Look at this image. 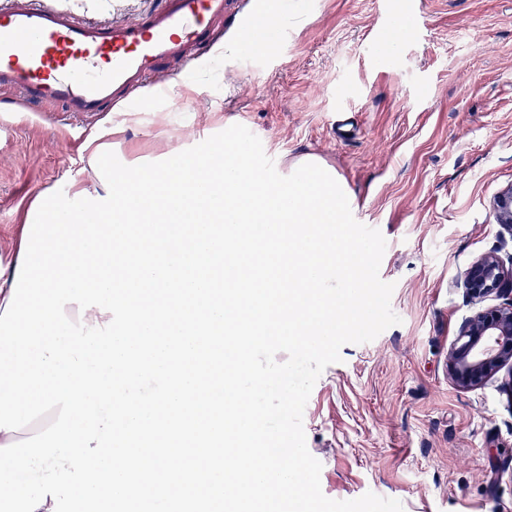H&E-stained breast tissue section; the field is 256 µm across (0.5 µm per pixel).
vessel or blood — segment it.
<instances>
[{"label": "vessel or blood", "mask_w": 512, "mask_h": 512, "mask_svg": "<svg viewBox=\"0 0 512 512\" xmlns=\"http://www.w3.org/2000/svg\"><path fill=\"white\" fill-rule=\"evenodd\" d=\"M228 0H161L146 16L88 21L46 5L11 0L0 8V96L64 112H100L134 103L143 86H159L189 68L224 20ZM288 0H253L238 29L249 55L284 47Z\"/></svg>", "instance_id": "b4317fda"}]
</instances>
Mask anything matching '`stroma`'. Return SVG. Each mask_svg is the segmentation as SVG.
Listing matches in <instances>:
<instances>
[{"instance_id":"stroma-1","label":"stroma","mask_w":512,"mask_h":512,"mask_svg":"<svg viewBox=\"0 0 512 512\" xmlns=\"http://www.w3.org/2000/svg\"><path fill=\"white\" fill-rule=\"evenodd\" d=\"M157 0H48L98 22L140 17ZM380 0H292L288 44L228 63L250 0H232L223 56H203L159 97L74 115L0 99V264L43 197L96 194L88 138L112 126L121 162L155 161L203 141L220 120L258 136L282 172L315 156L344 182L357 221L387 241L379 276L400 324L344 345L303 414L309 452L334 500L371 492L404 512H512V370L457 387L448 349L476 310L460 280L502 230L491 199L512 184V0H419L423 24L394 57L371 52ZM353 124L337 139L332 123Z\"/></svg>"}]
</instances>
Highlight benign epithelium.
Instances as JSON below:
<instances>
[{"label": "benign epithelium", "instance_id": "benign-epithelium-1", "mask_svg": "<svg viewBox=\"0 0 512 512\" xmlns=\"http://www.w3.org/2000/svg\"><path fill=\"white\" fill-rule=\"evenodd\" d=\"M490 213L512 238V184L490 202ZM508 241L483 254L463 273L462 286L472 300L492 294L508 302L477 311L461 326L448 350V367L461 388L480 386L505 366L512 367V254L502 256Z\"/></svg>", "mask_w": 512, "mask_h": 512}]
</instances>
